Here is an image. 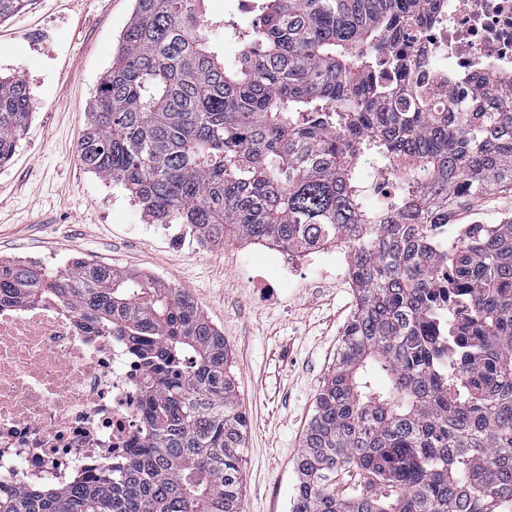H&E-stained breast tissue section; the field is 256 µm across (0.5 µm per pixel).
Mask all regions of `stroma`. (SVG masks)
I'll use <instances>...</instances> for the list:
<instances>
[{
	"instance_id": "stroma-1",
	"label": "stroma",
	"mask_w": 512,
	"mask_h": 512,
	"mask_svg": "<svg viewBox=\"0 0 512 512\" xmlns=\"http://www.w3.org/2000/svg\"><path fill=\"white\" fill-rule=\"evenodd\" d=\"M257 4L205 0L208 35L225 61L239 53L224 21L252 24ZM133 6L134 0H32L0 22V74L26 82L32 112L12 160L0 165V261H35L54 273L83 257L186 290L224 333L250 422L243 510L290 512L294 460L354 312L353 285L309 269L278 280L276 249L236 238L173 249L164 236L143 232L149 218L120 185L82 168L78 144ZM476 215L512 216V191L467 200L453 221ZM248 254L255 265L245 264ZM261 276L274 284L277 299L263 297Z\"/></svg>"
}]
</instances>
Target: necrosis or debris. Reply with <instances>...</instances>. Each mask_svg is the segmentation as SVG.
<instances>
[{"label":"necrosis or debris","instance_id":"obj_1","mask_svg":"<svg viewBox=\"0 0 512 512\" xmlns=\"http://www.w3.org/2000/svg\"><path fill=\"white\" fill-rule=\"evenodd\" d=\"M419 77L460 111L468 81L512 84V0H448L417 37ZM145 372L122 338L49 300L0 307V489L65 486L142 441Z\"/></svg>","mask_w":512,"mask_h":512}]
</instances>
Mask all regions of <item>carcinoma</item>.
Returning a JSON list of instances; mask_svg holds the SVG:
<instances>
[{"label":"carcinoma","instance_id":"obj_1","mask_svg":"<svg viewBox=\"0 0 512 512\" xmlns=\"http://www.w3.org/2000/svg\"><path fill=\"white\" fill-rule=\"evenodd\" d=\"M31 0H0V21ZM204 0H135L78 158L154 224L283 249L347 244L354 313L296 460L291 512H503L512 499V216L448 245L434 226L512 189V87L493 72L462 112L414 79L413 28L443 0H260L233 65ZM31 112L0 78V163ZM395 172L367 206L360 173ZM53 299L133 345L145 442L67 487L0 492V512H243L249 422L222 332L185 291L77 259L0 261V305ZM469 304L460 322L443 307Z\"/></svg>","mask_w":512,"mask_h":512}]
</instances>
